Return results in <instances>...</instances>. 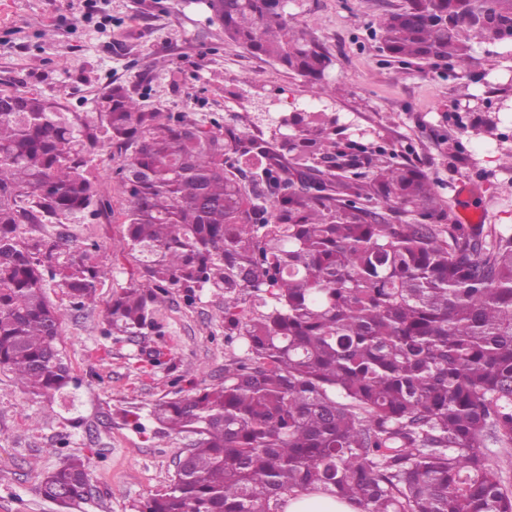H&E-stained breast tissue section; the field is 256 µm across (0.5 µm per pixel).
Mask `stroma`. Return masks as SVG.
Masks as SVG:
<instances>
[{"label":"stroma","instance_id":"obj_1","mask_svg":"<svg viewBox=\"0 0 512 512\" xmlns=\"http://www.w3.org/2000/svg\"><path fill=\"white\" fill-rule=\"evenodd\" d=\"M402 0H296L298 24L312 28L335 61L329 104L340 137L367 131L396 161L420 165L459 223L460 184L480 190L473 204L485 226L512 234V55L460 77L447 63L423 67L384 57L375 18ZM149 109L180 112L215 128L236 127L257 103L276 112L313 99L301 76L226 41L197 0H0V90L33 92L67 112L94 111L113 84ZM114 148L92 170L111 211L62 224H23L24 237L64 235L98 243L107 259L94 305L76 312L59 288L47 296L66 307L62 350L76 379L67 396L31 395L0 368V512H59L40 491L44 475L71 456L87 460L91 494L78 512H138L169 485L188 439L165 434L151 417L156 400L219 383L224 367L249 357L243 337L224 334V293L161 296V336L103 334L113 295L142 281L125 244L127 206ZM139 413V424L124 411Z\"/></svg>","mask_w":512,"mask_h":512}]
</instances>
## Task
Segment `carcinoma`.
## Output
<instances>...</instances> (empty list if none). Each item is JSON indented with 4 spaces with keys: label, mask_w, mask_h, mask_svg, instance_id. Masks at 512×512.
I'll return each instance as SVG.
<instances>
[{
    "label": "carcinoma",
    "mask_w": 512,
    "mask_h": 512,
    "mask_svg": "<svg viewBox=\"0 0 512 512\" xmlns=\"http://www.w3.org/2000/svg\"><path fill=\"white\" fill-rule=\"evenodd\" d=\"M204 3L225 39L303 77L322 108L278 118L264 140L145 110L122 84L85 117L0 92V367L38 396L73 385L66 309L46 288L84 309L103 257L18 228L98 216L90 168L114 147L144 281L113 295L104 334L159 335L161 295L216 288L224 334L251 351L223 383L154 405L192 443L140 512H279L299 492L356 512H512L486 446L512 447V235L446 223L424 170L336 137L334 60L291 0ZM376 25L402 64L465 75L478 39L512 53V0H404ZM90 489L78 456L40 484L64 509Z\"/></svg>",
    "instance_id": "cac0c4a2"
}]
</instances>
